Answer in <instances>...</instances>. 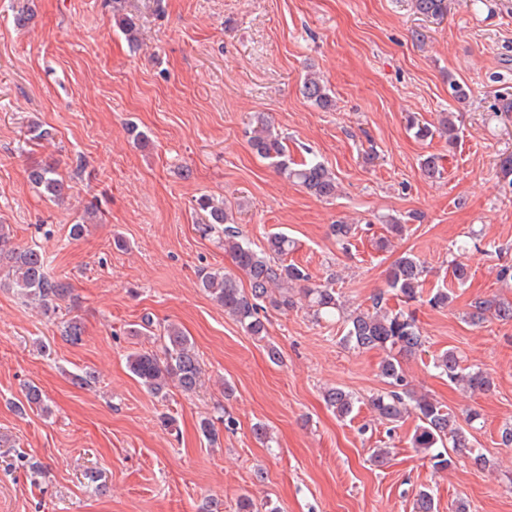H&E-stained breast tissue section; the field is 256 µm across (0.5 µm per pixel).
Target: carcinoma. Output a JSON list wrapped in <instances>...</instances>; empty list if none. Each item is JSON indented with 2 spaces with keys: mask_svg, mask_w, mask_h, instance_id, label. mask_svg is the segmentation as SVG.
Wrapping results in <instances>:
<instances>
[{
  "mask_svg": "<svg viewBox=\"0 0 512 512\" xmlns=\"http://www.w3.org/2000/svg\"><path fill=\"white\" fill-rule=\"evenodd\" d=\"M415 11L425 17L442 19L448 14V0H413ZM116 23L131 44L139 42V27L128 15L117 16ZM303 96L313 105L329 109L333 100L327 87L314 73L308 74L302 85ZM457 116L448 112L442 116L439 127L432 128L416 117L407 119L408 126L415 130L419 139L435 135L448 138V145L456 144L459 136ZM249 145L254 153L268 159L276 170L318 200L336 197V174L321 163L296 162L288 154V146L279 135L273 133L267 118L261 114L254 120ZM27 178L35 187L42 188L55 201L68 195L71 186L53 163L36 164L28 168ZM198 209L205 213L204 232L221 230L219 241L224 252L231 256L235 271L216 269L200 277L199 287L224 313L236 321L244 331L254 337L267 335L265 323L259 311L272 309L286 312L302 302L316 321H341L344 323V345L353 350H382L386 357L380 363V376L386 385L370 398V406L378 417L391 427L412 416L420 425L415 436V445L420 448L442 447L431 456L433 466L446 468L453 463V454L473 448L471 433L466 426L480 418L476 411L467 415L466 425L457 422V416L434 398L415 392L406 379L401 359L422 351L426 340L417 326L412 312L392 310L386 306L385 292L372 298L369 308L353 310L336 291V280L324 283L312 281V276L303 268L287 262L288 254L296 249V241L284 233H272L259 249L246 244L233 226L232 209L224 201L212 197L197 199ZM330 233L343 247L351 245L357 235V227L338 221L330 225ZM244 275L249 289L240 287L237 274ZM426 265L420 258L406 254L390 267L386 284L388 291L408 304L426 300L434 308H445L452 301L449 288H438L423 298ZM15 288L27 304L37 305L43 314H57L62 304L72 298L73 288L68 279L51 274L45 252L37 245H20L13 241L11 225L0 224V288ZM473 326L490 319L512 321V301L496 297L479 299L470 305L466 313ZM62 338L77 345L82 341L84 329L81 321L73 316L59 321ZM154 340L159 350H141L128 355L130 372L153 395L166 396L170 388L191 394L201 387L202 367L192 339L174 322L163 325ZM434 367L448 377V382L462 386L472 392H484L491 388L493 380L481 369L466 370L462 357L449 349L433 361ZM25 402L19 411L46 412L41 389L35 385L25 388ZM326 404L336 415L343 418L353 410V395L339 387H331L324 393Z\"/></svg>",
  "mask_w": 512,
  "mask_h": 512,
  "instance_id": "obj_1",
  "label": "carcinoma"
}]
</instances>
